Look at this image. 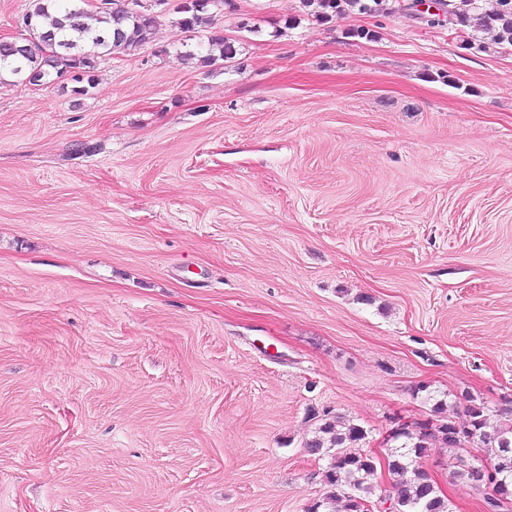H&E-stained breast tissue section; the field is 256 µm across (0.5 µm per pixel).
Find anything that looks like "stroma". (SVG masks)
Masks as SVG:
<instances>
[{
    "instance_id": "stroma-1",
    "label": "stroma",
    "mask_w": 512,
    "mask_h": 512,
    "mask_svg": "<svg viewBox=\"0 0 512 512\" xmlns=\"http://www.w3.org/2000/svg\"><path fill=\"white\" fill-rule=\"evenodd\" d=\"M235 4L227 66L170 12L88 92L0 82V512H307L324 415L512 422V50ZM492 458L415 464L483 512Z\"/></svg>"
}]
</instances>
